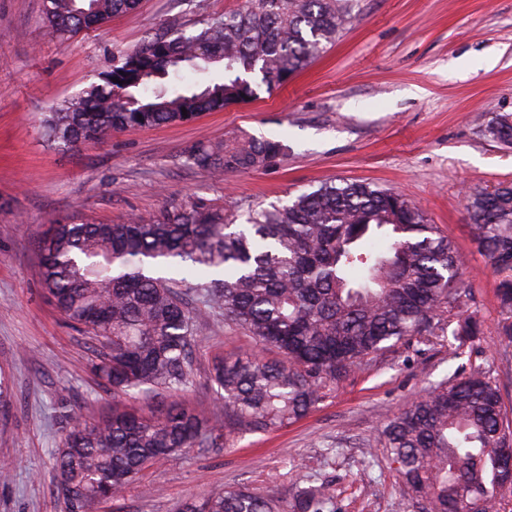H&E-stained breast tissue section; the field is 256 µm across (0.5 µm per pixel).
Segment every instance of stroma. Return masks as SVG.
I'll use <instances>...</instances> for the list:
<instances>
[{"mask_svg": "<svg viewBox=\"0 0 512 512\" xmlns=\"http://www.w3.org/2000/svg\"><path fill=\"white\" fill-rule=\"evenodd\" d=\"M244 0H141L105 26L62 40L43 0H0V371L13 389L0 411V512H65L53 486L61 432L58 401L95 418L115 405L91 370L90 342L57 312L40 283L38 242L50 224H122L172 207L220 208L229 224L322 182L365 181L421 205L466 261L473 299L464 315L484 324L465 343L496 378L512 415V345L497 335L498 277L478 250L468 195L512 181V146L479 121L512 114V0H356L336 43L274 91L191 122L113 133L77 149L51 145L40 119L94 81L113 55ZM255 136L286 150L257 171L217 177L186 163L201 140ZM195 383L175 400L224 424L223 449L154 462L101 512H177L192 497L232 487L291 499L310 458L336 492L337 512H422L382 457L387 421L448 373V349L402 342L326 383L324 400L284 427L255 432L217 408L208 380L216 359L253 352L223 319L197 317Z\"/></svg>", "mask_w": 512, "mask_h": 512, "instance_id": "obj_1", "label": "stroma"}]
</instances>
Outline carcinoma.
I'll list each match as a JSON object with an SVG mask.
<instances>
[{
  "label": "carcinoma",
  "instance_id": "1",
  "mask_svg": "<svg viewBox=\"0 0 512 512\" xmlns=\"http://www.w3.org/2000/svg\"><path fill=\"white\" fill-rule=\"evenodd\" d=\"M140 0H44L61 39L100 26ZM354 0H245L243 9L157 36L112 58L97 81L43 114L48 141L64 149L116 131L174 124L283 86L340 37ZM184 69L217 72L199 86ZM187 114H182V110ZM486 132L512 145V117ZM286 145L254 137L198 142L189 164L221 176L259 170ZM474 240L499 276L497 334L512 344V184L473 192ZM40 278L58 312L92 344V372L114 395L145 400L193 384L195 319L189 305L224 316L262 350L210 372L219 401L239 424L267 431L294 422L345 377L402 341L448 342L453 354L482 333L462 316L471 298L462 255L424 209L365 182L323 183L253 211L246 224L224 210L164 211L151 222L57 223L40 246ZM55 490L67 512H98L123 496L151 462L223 447V424L205 423L173 401L145 417L118 408L95 422L62 402ZM382 455L422 512H506L512 420L499 385L461 366L392 418ZM181 512H336L327 486L300 478L291 501L246 487L190 499Z\"/></svg>",
  "mask_w": 512,
  "mask_h": 512
}]
</instances>
